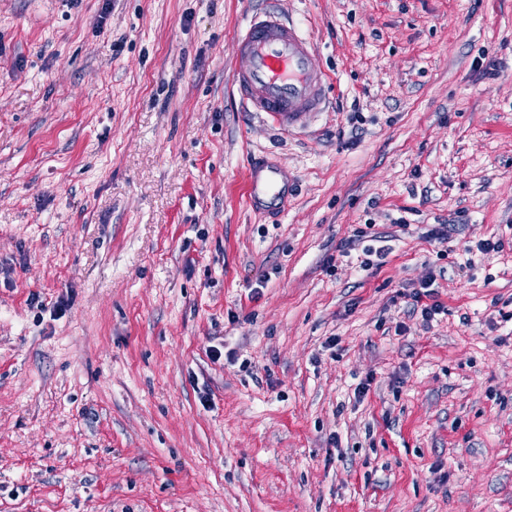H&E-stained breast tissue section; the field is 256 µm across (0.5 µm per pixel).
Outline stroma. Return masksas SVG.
I'll use <instances>...</instances> for the list:
<instances>
[{"label": "stroma", "instance_id": "obj_1", "mask_svg": "<svg viewBox=\"0 0 512 512\" xmlns=\"http://www.w3.org/2000/svg\"><path fill=\"white\" fill-rule=\"evenodd\" d=\"M263 2L0 0V512H512V0H278L288 135ZM314 44L274 8L256 12L235 46L233 85L250 112L283 132L330 106L328 77L313 65ZM285 180L280 168L265 159H254L249 164L247 179V195L252 208L265 212L283 208L288 199Z\"/></svg>", "mask_w": 512, "mask_h": 512}]
</instances>
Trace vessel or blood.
Instances as JSON below:
<instances>
[{
  "label": "vessel or blood",
  "mask_w": 512,
  "mask_h": 512,
  "mask_svg": "<svg viewBox=\"0 0 512 512\" xmlns=\"http://www.w3.org/2000/svg\"><path fill=\"white\" fill-rule=\"evenodd\" d=\"M314 44L273 8L256 12L235 46L233 85L249 111L265 114L279 130L291 132L307 117L330 106L328 77L313 65ZM283 171L254 159L248 168L247 195L253 209L284 207Z\"/></svg>",
  "instance_id": "vessel-or-blood-1"
}]
</instances>
